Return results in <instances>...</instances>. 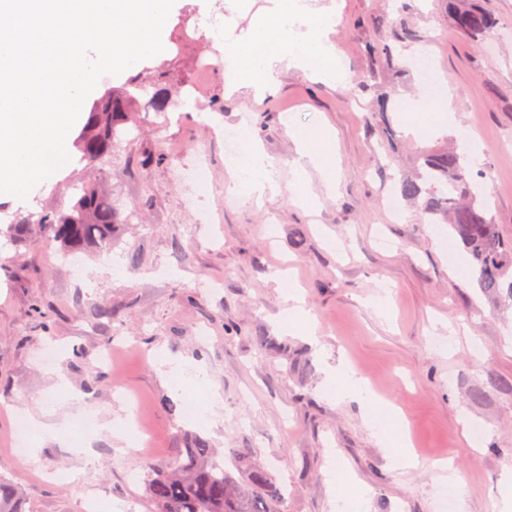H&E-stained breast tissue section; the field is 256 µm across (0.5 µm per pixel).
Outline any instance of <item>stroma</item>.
Returning a JSON list of instances; mask_svg holds the SVG:
<instances>
[{
  "instance_id": "obj_1",
  "label": "stroma",
  "mask_w": 512,
  "mask_h": 512,
  "mask_svg": "<svg viewBox=\"0 0 512 512\" xmlns=\"http://www.w3.org/2000/svg\"><path fill=\"white\" fill-rule=\"evenodd\" d=\"M267 5L175 0L164 56L103 76L91 92L95 100L136 83L184 99L165 112L138 109L130 134L98 164L127 219L110 251L65 253L47 235L20 243L7 230L68 209L85 161L26 201L0 196V474L21 490L24 512H86L92 498L102 512L129 502L149 512L143 480L129 474L142 460L169 459L188 434L222 452L250 448L286 490L281 512H341L331 466L364 491L366 512H501L512 481V307L478 288L448 225L401 200L400 180L415 174L422 151L466 133L481 154L489 213L512 239V0H467L499 21L477 43L459 33L445 0H342L330 36L341 80L285 68L263 97L247 85L228 92L224 55ZM199 16L225 21L223 40L177 47L184 19ZM400 17L414 36L392 41L393 58L383 60L372 44ZM422 55L446 78L432 100L412 67ZM204 58L214 64L207 74L198 70ZM448 94L451 124L436 120ZM381 99L395 106L389 135L374 127ZM241 125L254 130L280 185L259 203L225 191L216 130ZM325 126L336 136L334 185L312 172L309 211L289 188L293 136ZM199 146L210 167L202 199L173 178L175 166L191 169ZM287 268L315 338L280 325L274 275ZM382 280L390 294L380 311ZM50 347L58 359L47 366ZM107 350L108 364L99 359ZM160 356L204 371V385L175 386L159 372ZM347 367L405 415L414 466L393 463L361 402L328 395L334 372ZM193 394L215 407L213 426L186 418ZM89 412L88 458L64 433ZM134 413L146 443L123 451L109 426ZM29 414L58 432L31 434L20 460L15 420ZM451 474L461 490L441 496Z\"/></svg>"
}]
</instances>
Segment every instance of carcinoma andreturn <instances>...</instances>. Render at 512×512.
Wrapping results in <instances>:
<instances>
[{
    "label": "carcinoma",
    "instance_id": "1",
    "mask_svg": "<svg viewBox=\"0 0 512 512\" xmlns=\"http://www.w3.org/2000/svg\"><path fill=\"white\" fill-rule=\"evenodd\" d=\"M448 2L457 29L474 41L497 26L489 12L462 8L457 0ZM133 100L127 91L109 90L94 103L85 127L74 139L88 166L119 145ZM423 158L424 173L402 181V197L422 201L423 212L432 223H444L458 235L483 293L512 300V241L505 239L500 225L489 216L486 200L472 185L464 156L448 149L426 153ZM119 224L112 197L93 181L82 188L68 211L43 213L36 222L67 252L111 245ZM231 458L233 471L222 466L223 456L196 436L188 447L177 449L170 461L146 465L144 487L151 512H278L284 492L252 459L251 450L233 448ZM0 512H20L16 488L2 478Z\"/></svg>",
    "mask_w": 512,
    "mask_h": 512
}]
</instances>
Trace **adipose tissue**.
Wrapping results in <instances>:
<instances>
[{
	"instance_id": "adipose-tissue-1",
	"label": "adipose tissue",
	"mask_w": 512,
	"mask_h": 512,
	"mask_svg": "<svg viewBox=\"0 0 512 512\" xmlns=\"http://www.w3.org/2000/svg\"><path fill=\"white\" fill-rule=\"evenodd\" d=\"M333 13L311 15L302 0H270V5L255 27L224 56L228 91L248 84L256 96H263L276 82L280 64L300 69L317 63L319 79L335 77L336 63L329 36L333 31ZM246 149L233 163L232 182L227 191L248 200H263L275 195L278 184L272 166L250 128L241 131ZM297 159L294 165L296 198L303 208H311L313 196L307 189L310 171L328 172L335 155V141L330 131L295 140ZM336 396L340 399L361 398L375 406L366 423L376 433H383L385 423L403 430L404 418L392 404L379 401L367 383L344 371L336 377Z\"/></svg>"
}]
</instances>
